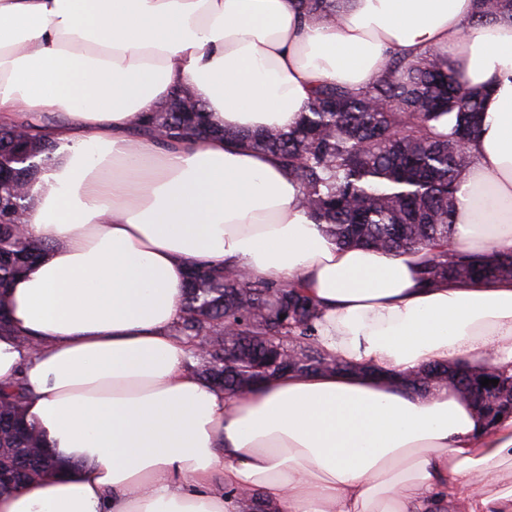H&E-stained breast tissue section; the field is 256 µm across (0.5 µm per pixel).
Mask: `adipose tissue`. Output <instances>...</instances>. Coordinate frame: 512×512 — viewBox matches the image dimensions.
<instances>
[{
	"label": "adipose tissue",
	"mask_w": 512,
	"mask_h": 512,
	"mask_svg": "<svg viewBox=\"0 0 512 512\" xmlns=\"http://www.w3.org/2000/svg\"><path fill=\"white\" fill-rule=\"evenodd\" d=\"M477 0H0V126L55 146L20 222L47 241L8 288L0 384L67 469L0 512H512V415L487 429L440 362L512 373V280L423 285L433 251L336 246L277 159L233 139L286 130L315 89L365 90L392 56L447 58L484 92L449 249L512 252V14ZM215 135L162 145L145 115L183 87ZM300 284L345 372L228 398L169 327L190 265Z\"/></svg>",
	"instance_id": "1"
}]
</instances>
